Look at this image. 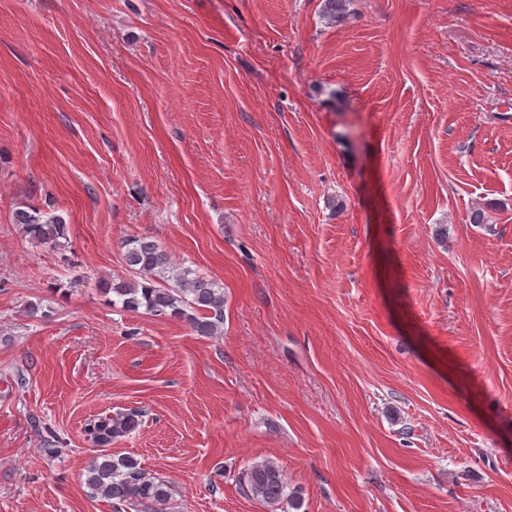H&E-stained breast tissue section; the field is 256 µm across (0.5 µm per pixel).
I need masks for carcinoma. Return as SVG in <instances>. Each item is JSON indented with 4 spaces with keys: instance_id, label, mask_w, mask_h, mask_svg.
I'll return each mask as SVG.
<instances>
[{
    "instance_id": "cac0c4a2",
    "label": "carcinoma",
    "mask_w": 512,
    "mask_h": 512,
    "mask_svg": "<svg viewBox=\"0 0 512 512\" xmlns=\"http://www.w3.org/2000/svg\"><path fill=\"white\" fill-rule=\"evenodd\" d=\"M351 0H323L322 15L330 23H342L349 16ZM13 223L23 233L55 246L65 237V221L56 214L38 209H18ZM123 263L130 273L101 282L112 294V303L129 311L145 309L153 316H171L186 321L200 336H218L224 328V288L196 271L175 264L170 255L147 237L125 241ZM141 425L137 410L105 413L88 421L84 431L101 448L84 472V484L94 496L112 503L113 512H163L171 498L165 481L151 477L128 456L114 457L104 451L112 442L130 435ZM247 492L270 512L281 505L299 510L301 492L288 490V478L277 463L264 460L249 466L241 476Z\"/></svg>"
}]
</instances>
